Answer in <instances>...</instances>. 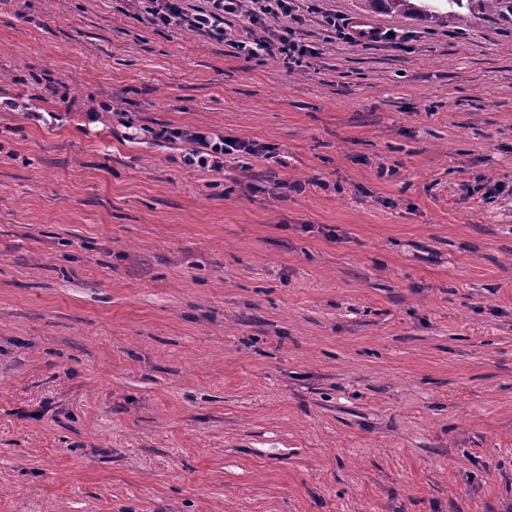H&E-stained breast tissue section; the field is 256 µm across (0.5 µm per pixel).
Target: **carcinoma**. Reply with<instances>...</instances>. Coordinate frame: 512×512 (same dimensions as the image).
<instances>
[{
  "label": "carcinoma",
  "instance_id": "cac0c4a2",
  "mask_svg": "<svg viewBox=\"0 0 512 512\" xmlns=\"http://www.w3.org/2000/svg\"><path fill=\"white\" fill-rule=\"evenodd\" d=\"M446 9L421 5L417 0H361L364 11L375 12L383 9L391 13L415 16L431 25L446 26L448 23H462L465 15L462 9H472L473 4L502 16H512V0H443Z\"/></svg>",
  "mask_w": 512,
  "mask_h": 512
}]
</instances>
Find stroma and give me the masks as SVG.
Masks as SVG:
<instances>
[{
    "label": "stroma",
    "instance_id": "1",
    "mask_svg": "<svg viewBox=\"0 0 512 512\" xmlns=\"http://www.w3.org/2000/svg\"><path fill=\"white\" fill-rule=\"evenodd\" d=\"M131 5L0 0V512H512V20ZM191 0H134L131 17L146 21L155 28H181L202 34L217 42H224V19L243 18L250 26L258 27L266 16L295 19V0H205L206 5L196 8ZM249 8L244 9L243 4ZM252 27L244 26L246 37L232 41V46L248 58L277 57L285 64L301 65L311 50L297 37L296 29L288 24L281 27L273 39L257 36ZM170 139H180L190 146L184 155L185 164L208 169L220 173L224 168V155L234 151L251 156L271 158L270 147L257 143H244L237 140L225 139L224 134L217 132H198L192 130H163L161 136Z\"/></svg>",
    "mask_w": 512,
    "mask_h": 512
}]
</instances>
